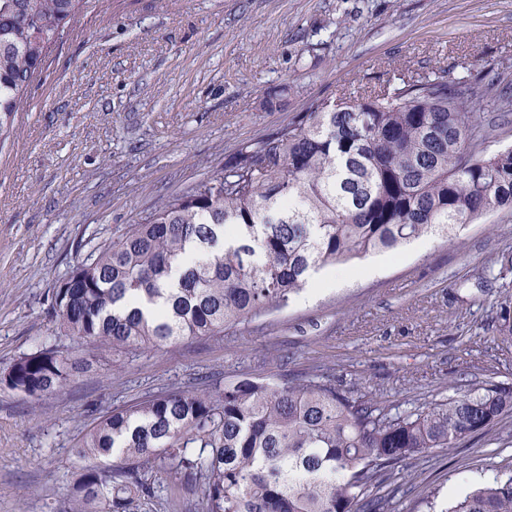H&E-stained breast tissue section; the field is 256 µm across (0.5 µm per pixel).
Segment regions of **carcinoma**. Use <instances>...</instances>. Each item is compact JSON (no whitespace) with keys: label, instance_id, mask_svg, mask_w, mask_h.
I'll return each mask as SVG.
<instances>
[{"label":"carcinoma","instance_id":"carcinoma-1","mask_svg":"<svg viewBox=\"0 0 512 512\" xmlns=\"http://www.w3.org/2000/svg\"><path fill=\"white\" fill-rule=\"evenodd\" d=\"M78 3L0 0V136ZM488 102L511 106L512 93L439 71L312 104L77 261L54 288L60 331L117 356L222 336L287 307L323 268L512 209V147L480 149L489 129L473 114ZM191 244L202 257L163 287ZM139 301L160 309L123 308ZM89 366L50 345L19 356L0 381L40 399ZM511 407L512 390L487 387L392 412L317 377L151 395L89 431L63 512H138L170 479L193 492L187 512H383L364 499L376 473L450 448ZM101 458L112 466L93 464ZM445 512H512V478L466 488Z\"/></svg>","mask_w":512,"mask_h":512}]
</instances>
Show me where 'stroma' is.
<instances>
[{
	"label": "stroma",
	"mask_w": 512,
	"mask_h": 512,
	"mask_svg": "<svg viewBox=\"0 0 512 512\" xmlns=\"http://www.w3.org/2000/svg\"><path fill=\"white\" fill-rule=\"evenodd\" d=\"M445 70L512 84V0H82L0 141V374L58 333L52 293L93 247L219 173L239 146L312 102ZM372 276L223 335L99 354L58 392L0 383V512H61L74 450L113 408L211 379L314 376L381 407L512 389V210L428 237ZM512 477V409L485 432L379 472L384 512L447 507L448 490Z\"/></svg>",
	"instance_id": "obj_1"
}]
</instances>
